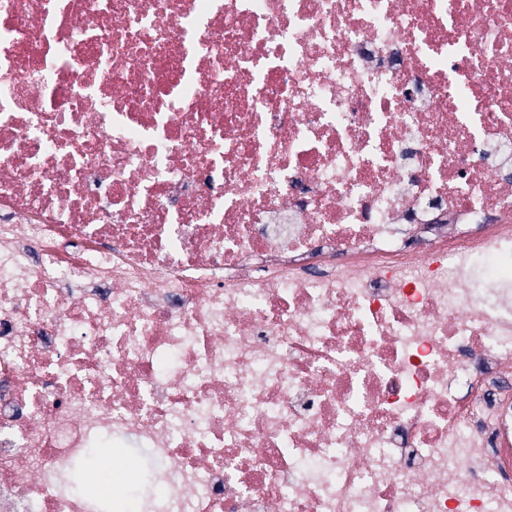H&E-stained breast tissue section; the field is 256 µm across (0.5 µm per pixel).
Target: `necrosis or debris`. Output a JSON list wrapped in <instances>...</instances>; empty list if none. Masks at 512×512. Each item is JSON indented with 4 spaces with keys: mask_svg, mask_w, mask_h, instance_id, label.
I'll use <instances>...</instances> for the list:
<instances>
[{
    "mask_svg": "<svg viewBox=\"0 0 512 512\" xmlns=\"http://www.w3.org/2000/svg\"><path fill=\"white\" fill-rule=\"evenodd\" d=\"M512 512V0H0V512Z\"/></svg>",
    "mask_w": 512,
    "mask_h": 512,
    "instance_id": "1",
    "label": "necrosis or debris"
}]
</instances>
